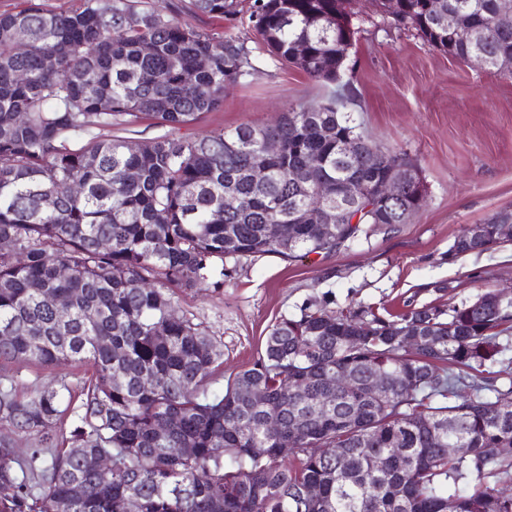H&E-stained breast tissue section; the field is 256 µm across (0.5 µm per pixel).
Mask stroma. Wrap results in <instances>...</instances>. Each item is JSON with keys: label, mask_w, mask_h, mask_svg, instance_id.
<instances>
[{"label": "stroma", "mask_w": 512, "mask_h": 512, "mask_svg": "<svg viewBox=\"0 0 512 512\" xmlns=\"http://www.w3.org/2000/svg\"><path fill=\"white\" fill-rule=\"evenodd\" d=\"M177 0H149L181 25L252 39L240 23L176 10ZM346 61L356 99L350 110L382 147L404 149L416 163L427 200L405 224H368L336 253L290 262L276 254L224 262L199 288H169L178 314L200 324L224 350L204 389L223 394L228 381L264 351L281 317L319 309L358 308L400 314L424 306L445 310L486 289L512 284V243L455 256L456 236L512 208V81L456 62L429 48L415 32L386 29L365 12ZM257 70L226 87L221 109L180 128L204 137L240 125L274 122L283 109L315 103L329 93L299 70L255 49ZM17 394L68 384L83 367L62 363L0 364V378Z\"/></svg>", "instance_id": "obj_1"}]
</instances>
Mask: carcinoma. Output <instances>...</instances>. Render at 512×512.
Listing matches in <instances>:
<instances>
[{
    "label": "carcinoma",
    "instance_id": "carcinoma-1",
    "mask_svg": "<svg viewBox=\"0 0 512 512\" xmlns=\"http://www.w3.org/2000/svg\"><path fill=\"white\" fill-rule=\"evenodd\" d=\"M369 4L387 27L413 30L463 63L480 56L484 70L512 79V28L494 23L512 14V0ZM356 5L250 0L242 13L238 0H189L198 14L239 16L270 55L336 89L316 105L289 106L275 124L201 139L165 135L134 148L92 132L142 115L176 129L219 109L224 87L256 71L247 42L182 26L139 0H82L57 13L27 0L0 14V364L70 361L91 370L76 390L62 383L27 399L13 383L0 385V423L48 444L22 456L0 439V512H126L132 496L140 512H445L450 499L455 512H512V498L496 494L512 481V385L498 388L492 371L507 350L501 337L512 330V305L493 303L494 291L446 313L284 316L264 353L214 396L203 382L224 352L175 315L163 291L197 287L216 259L328 255L365 224L400 223L369 195L332 240L316 231L321 182L344 177L373 189L392 167L413 164L403 150H382L346 111ZM450 13L473 41L453 40ZM327 128L334 137L323 135ZM351 134L343 157L336 143ZM268 136L281 142L280 154L262 151ZM259 166L269 170L264 182L245 177ZM226 195L238 200L230 212ZM510 220L511 208L495 212L480 242L462 233L452 250L492 248L497 225ZM268 224L288 225L287 237L269 242ZM102 239L109 250H99ZM47 294L69 300L66 316ZM408 327L422 334L414 356L398 339ZM382 367L390 397H359L354 426L344 425L336 411L348 396L328 387L329 373L350 369L362 391ZM114 370L125 386H112ZM471 371L486 377L462 397ZM145 375L156 386L143 387ZM254 388L280 410L279 430L264 428L263 410L249 400ZM322 398L332 410L315 409ZM64 417L70 431L60 440ZM487 448L508 452L488 456ZM103 456L112 457L107 472ZM306 486L316 497L302 495Z\"/></svg>",
    "mask_w": 512,
    "mask_h": 512
}]
</instances>
